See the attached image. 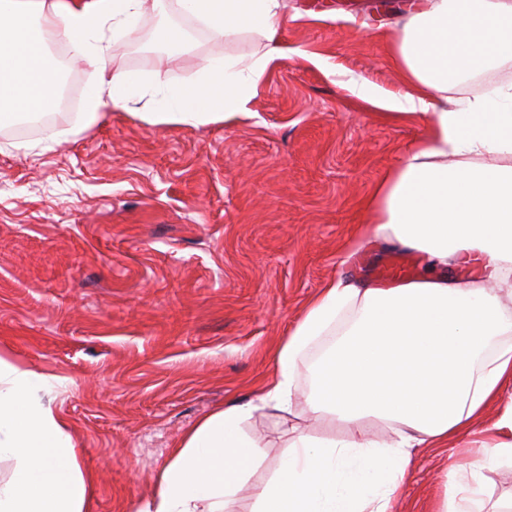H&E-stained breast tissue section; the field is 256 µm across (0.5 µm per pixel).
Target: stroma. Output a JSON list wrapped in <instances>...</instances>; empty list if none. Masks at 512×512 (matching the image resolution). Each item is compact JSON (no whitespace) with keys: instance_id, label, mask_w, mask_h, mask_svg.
I'll return each mask as SVG.
<instances>
[{"instance_id":"1","label":"stroma","mask_w":512,"mask_h":512,"mask_svg":"<svg viewBox=\"0 0 512 512\" xmlns=\"http://www.w3.org/2000/svg\"><path fill=\"white\" fill-rule=\"evenodd\" d=\"M392 0H286L281 44L247 113L196 126L115 110L80 129L93 65H73L75 111L0 127V354L66 377L52 400L95 478L93 512H135L186 429L248 402L308 300L344 272L372 282L396 247H356L362 202L421 120L349 90L408 87L389 60ZM177 27L191 40H161ZM160 0L110 43L111 67L178 84L203 60L249 55ZM477 450L420 449L397 512H439L448 469Z\"/></svg>"}]
</instances>
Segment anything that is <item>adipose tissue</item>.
I'll return each mask as SVG.
<instances>
[{
    "mask_svg": "<svg viewBox=\"0 0 512 512\" xmlns=\"http://www.w3.org/2000/svg\"><path fill=\"white\" fill-rule=\"evenodd\" d=\"M217 40L256 35L260 50L204 64L190 83L110 70L108 34L131 32L151 0H0V126L44 112L59 71L30 20L95 67L85 125L121 109L150 123L221 122L245 111L266 69L282 57L285 0H178ZM392 48L410 93L369 97L395 118H421L426 135L406 150L365 202L371 231L421 253L432 274L394 288L330 280L310 300L275 354V368L245 404H230L189 428L136 512H395L420 448H447L480 426L512 387V82L464 100L451 88L512 58V0H404ZM475 272L469 283L448 266ZM341 331L333 326L344 311ZM308 403L342 434L286 428L268 467L254 436L257 412L291 415L298 365L321 336ZM66 378L0 356V512H91L94 479L84 471L65 420L50 406ZM393 428L376 437L372 422ZM482 426V425H481ZM485 428V427H484ZM485 450L450 470L441 512H484V472L512 463V404L485 428Z\"/></svg>",
    "mask_w": 512,
    "mask_h": 512,
    "instance_id": "1",
    "label": "adipose tissue"
}]
</instances>
